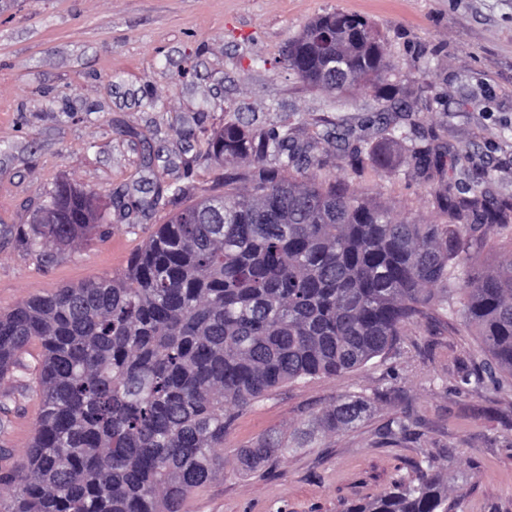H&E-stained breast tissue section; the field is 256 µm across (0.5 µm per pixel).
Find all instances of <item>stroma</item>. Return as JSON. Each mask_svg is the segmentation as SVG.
Returning a JSON list of instances; mask_svg holds the SVG:
<instances>
[{
	"instance_id": "1",
	"label": "stroma",
	"mask_w": 512,
	"mask_h": 512,
	"mask_svg": "<svg viewBox=\"0 0 512 512\" xmlns=\"http://www.w3.org/2000/svg\"><path fill=\"white\" fill-rule=\"evenodd\" d=\"M366 18L394 66L386 98L355 91L331 108L324 92L284 66L283 51L315 17ZM404 98L402 124L436 129L468 157L471 176L512 202V0H19L0 12V226L25 228L56 182L103 199L186 187L163 196L137 222L108 208L105 235L50 247V261L0 238V313L28 297L122 272L129 255L182 207L222 188L227 165L198 157L225 124L258 132L289 120L318 144L304 171L343 183L403 216L437 220L439 181L419 174L404 149H388L393 168L351 166L329 123L362 122L387 98ZM192 137H185V130ZM39 344L0 380L9 421L0 448L13 461L29 445L40 408ZM462 318L410 325L385 360L356 371L281 387L239 414L224 439V468L193 490L183 512H342L375 497L432 456L457 512H512V391L460 387L459 370L481 359ZM346 395L370 397L362 427L296 445L298 432ZM410 414L412 437L393 441L392 418ZM278 431L289 453L240 469L238 447Z\"/></svg>"
}]
</instances>
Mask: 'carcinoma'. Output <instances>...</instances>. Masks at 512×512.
I'll return each instance as SVG.
<instances>
[{
    "label": "carcinoma",
    "mask_w": 512,
    "mask_h": 512,
    "mask_svg": "<svg viewBox=\"0 0 512 512\" xmlns=\"http://www.w3.org/2000/svg\"><path fill=\"white\" fill-rule=\"evenodd\" d=\"M330 35L321 48L311 41ZM297 79L330 93L390 86L384 41L363 17L334 12L288 43ZM373 122L387 141H409L425 175L459 158L430 130L403 128L390 109ZM355 164L389 167L387 155L336 126ZM316 141L288 121L253 134L229 123L200 159H244L224 176V192L204 193L174 212L133 254L126 269L36 294L0 313V379L17 355L39 343L41 407L17 470L0 475V512H182L188 494L224 468V435L234 418L289 382L354 371L386 356L403 329L461 315L484 358L460 375L481 388L512 377V256L495 269L473 267L471 233L512 222L476 178L438 191L448 222L410 220L315 175L285 172L309 162ZM158 197L129 198L144 216ZM49 218L21 232L35 252L68 246L97 231L106 205L69 182L45 193ZM371 400L345 396L317 417L324 432L351 430ZM287 447L269 433L240 446L253 469ZM431 457L413 476L343 512H452Z\"/></svg>",
    "instance_id": "1"
}]
</instances>
